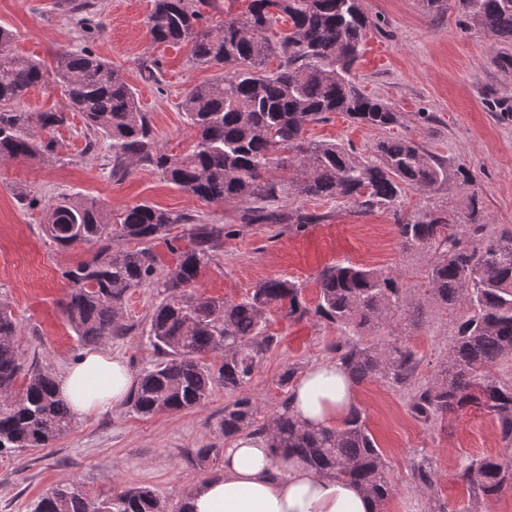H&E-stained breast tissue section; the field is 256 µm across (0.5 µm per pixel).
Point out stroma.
Instances as JSON below:
<instances>
[{"label": "stroma", "instance_id": "stroma-1", "mask_svg": "<svg viewBox=\"0 0 512 512\" xmlns=\"http://www.w3.org/2000/svg\"><path fill=\"white\" fill-rule=\"evenodd\" d=\"M372 25L354 74L366 94L390 103L400 118L391 129L355 124L343 114L309 124L305 135L333 141L362 154L389 136L421 143L448 163L450 175L439 190L406 189L401 208L458 211L478 194L487 223L486 238L512 231V44L467 27L459 0H444L427 12L422 0H364ZM151 0H0V26L15 34L20 55L53 65L63 48L89 47L119 69L135 89L141 109L168 154L179 155L193 142L180 102L189 87L216 80L221 68L198 66L186 44L151 42L146 21ZM99 21L84 32L83 17ZM157 62L156 80L141 77L143 62ZM55 149L42 158L0 160V303L19 324L17 342L27 361L63 375L88 350L78 341L63 313L69 289L63 271L91 257L97 246L78 243L58 247L43 232L48 202L81 196L115 218L129 206L147 203L201 224L222 226L224 235L212 262L202 271L197 291L205 297L238 300L256 284L286 278L303 284L308 303L317 297V276L336 262L381 269L408 290V304L394 313L361 346L376 342L410 348L420 378L434 376L448 353L462 309L424 305L429 248L404 249L386 210L366 213L350 202L311 198L288 189L276 203L288 214L279 224H257L247 204L205 202L140 167L125 177L111 174L112 153L104 144L86 145L93 134L79 114L53 134ZM466 167L471 183L455 175ZM301 213L322 221L296 231L291 219ZM159 289L129 292L122 308L128 335L115 336L96 349L121 356L132 374L158 358L148 339L151 313L161 300ZM268 331L277 336L244 396L256 405V422L265 424L280 411L290 389L285 371L303 373L311 365L335 358L344 333L317 318L289 321L271 308ZM356 406L387 462L393 495L385 512H428L432 500L459 508L471 499L456 478L461 460L505 454L496 421L470 408L430 423L409 410L406 388L375 378L357 384ZM234 396L215 384L199 407L143 417L130 402L98 415L74 420L53 447L0 453V512H33L46 491L64 480L79 481L90 496H107L130 486L146 485L170 506L224 464L220 449L230 440L220 428L224 408ZM426 458L436 475L433 494L423 493L411 475V463Z\"/></svg>", "mask_w": 512, "mask_h": 512}]
</instances>
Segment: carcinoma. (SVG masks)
<instances>
[{"mask_svg":"<svg viewBox=\"0 0 512 512\" xmlns=\"http://www.w3.org/2000/svg\"><path fill=\"white\" fill-rule=\"evenodd\" d=\"M245 12L208 23L200 6L211 0H152L147 28L155 43L191 45V60L221 66L224 75L187 89L180 107L194 132L190 149L173 156L154 133L147 113L124 75L112 63L83 47L56 54L55 81L63 107L28 112L18 101L45 81L44 63L16 54L15 35L0 26V159H34L53 151L54 131L81 114L87 129L109 141L112 172L152 167L164 180L206 202L251 204L252 222L275 215L265 204L278 199L284 185L267 179L273 167L296 172L303 196L343 199L365 211L392 212L402 247L434 248L425 302L466 309L448 345V358L434 377L417 383L414 353L396 343L360 348L336 343L338 361L356 383L386 377L411 391L415 417L432 421L477 407L498 423L501 439L512 445V384L489 370L512 363V233L496 240L483 234L480 197L473 193L461 214L438 210L407 215L398 209L408 187L436 191L448 179V166L418 142L393 136L379 141L362 158L338 143L304 136L306 126L342 113L353 122L378 128L398 123L386 102L368 95L352 69L363 51L370 18L363 0H247ZM467 23L512 40V0H460ZM288 29L270 30L283 19ZM276 61V68L268 67ZM184 221L162 208L136 204L111 220L94 203L64 197L47 207L48 238L63 247L96 242L89 260L66 270L71 284L64 315L78 339L98 344L120 336L121 306L144 285L161 288L153 309L150 336L161 360L137 377L130 401L141 416L180 412L203 403L217 382L229 393L241 391L276 343L267 329L273 304L288 318L319 317L331 324L374 331L389 322L406 300V289L388 272L338 262L318 276L317 302L309 307L303 287L274 278L260 282L239 301L198 295L196 284L212 261L223 228L197 224L189 245L170 237ZM169 238L179 253L177 266L162 275L151 243ZM122 242L138 247L123 248ZM19 326L0 305V451L48 448L70 431L74 418L46 369L25 366L16 345ZM220 355V365L204 357ZM23 385H18V382ZM256 407L240 397L224 407L225 436L252 432L268 436L271 447L306 459L330 478L355 484L378 503L393 493L384 455L361 410L353 408L341 425L318 432L303 428L282 407L267 426L255 425ZM418 486L434 488L432 469L413 465ZM475 506L512 491V460L505 456L465 459L456 473ZM35 512H167L149 486L127 487L93 498L75 481L47 492Z\"/></svg>","mask_w":512,"mask_h":512,"instance_id":"obj_1","label":"carcinoma"}]
</instances>
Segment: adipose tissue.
I'll return each mask as SVG.
<instances>
[{"label":"adipose tissue","mask_w":512,"mask_h":512,"mask_svg":"<svg viewBox=\"0 0 512 512\" xmlns=\"http://www.w3.org/2000/svg\"><path fill=\"white\" fill-rule=\"evenodd\" d=\"M56 387L82 418L122 404L133 381L120 359L84 355ZM355 406V389L339 362L310 366L295 383L289 412L305 428L333 427ZM186 512H376L354 484L325 476L300 458L271 447L261 435H239L224 450L223 472L184 499Z\"/></svg>","instance_id":"1"}]
</instances>
